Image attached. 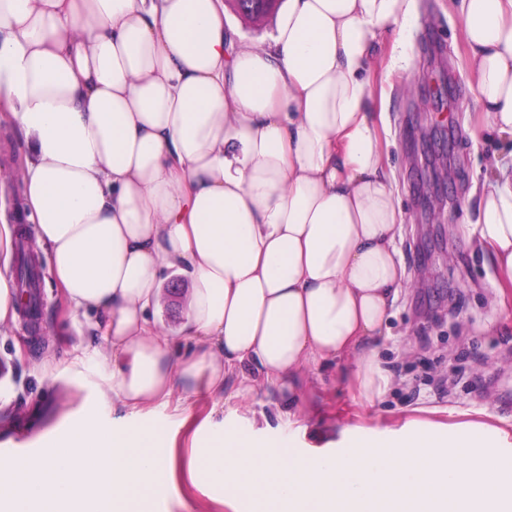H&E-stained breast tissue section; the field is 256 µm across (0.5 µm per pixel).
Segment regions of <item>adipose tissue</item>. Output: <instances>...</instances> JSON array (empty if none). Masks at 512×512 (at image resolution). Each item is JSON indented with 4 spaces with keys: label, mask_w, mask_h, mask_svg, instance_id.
<instances>
[{
    "label": "adipose tissue",
    "mask_w": 512,
    "mask_h": 512,
    "mask_svg": "<svg viewBox=\"0 0 512 512\" xmlns=\"http://www.w3.org/2000/svg\"><path fill=\"white\" fill-rule=\"evenodd\" d=\"M418 0H287L242 43L224 0H0V107L26 152V211L70 306L102 342L94 402L37 452L0 457V512H158L173 445L144 409L259 384L296 399L347 359L361 399L391 376L383 337L405 270L403 216L370 110L374 43ZM486 128L512 136V0H460ZM474 192L472 233L512 288V165ZM0 220V326L16 316ZM189 284L159 331L163 277ZM125 413L113 431L101 410Z\"/></svg>",
    "instance_id": "ef3b65f1"
}]
</instances>
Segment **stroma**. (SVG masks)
Wrapping results in <instances>:
<instances>
[{
    "mask_svg": "<svg viewBox=\"0 0 512 512\" xmlns=\"http://www.w3.org/2000/svg\"><path fill=\"white\" fill-rule=\"evenodd\" d=\"M456 0H421L407 46L384 40L376 50L372 109L386 113L381 135L404 219L396 248L405 268L402 289L375 350L393 384L374 403L360 402L336 362L314 367L291 417H280V396L263 387L251 399L199 397L187 421L169 419L177 465H184L194 433L211 437L234 428L268 445L289 438L297 454L322 445L342 451L348 437L384 436L410 422L448 425L481 420L512 429V288L503 305L493 265L467 235L475 221L465 200L487 175V158L512 159V138L482 128L475 80L467 65ZM24 153L12 124L0 118V215L12 217L24 200ZM29 239L43 272L37 321L16 318L0 328V455L32 452L43 432L62 430L69 415L91 400L100 371L67 368L75 347L95 341L90 323L72 313L41 250L35 224ZM59 369L44 379V366ZM190 512H251L244 501L225 504V492L201 493L179 478Z\"/></svg>",
    "mask_w": 512,
    "mask_h": 512,
    "instance_id": "35a3bbf8",
    "label": "stroma"
}]
</instances>
